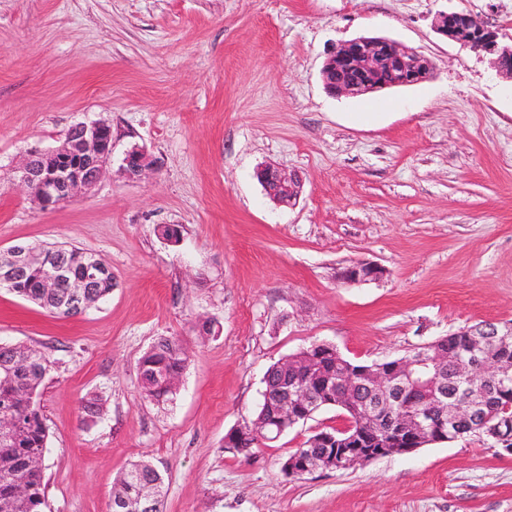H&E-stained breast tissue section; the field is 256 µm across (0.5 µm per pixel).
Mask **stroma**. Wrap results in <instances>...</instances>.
<instances>
[{
  "label": "stroma",
  "instance_id": "stroma-1",
  "mask_svg": "<svg viewBox=\"0 0 512 512\" xmlns=\"http://www.w3.org/2000/svg\"><path fill=\"white\" fill-rule=\"evenodd\" d=\"M453 10L512 38L503 0H0V251L73 244L115 282L70 317L0 288V343L51 362L44 512H109L139 460L164 475L165 512H512V455L475 437L305 480L282 463L337 409L248 458L224 445L267 370L310 344L371 364L512 320V76L434 31ZM361 36L421 53L431 76L329 94L327 49ZM372 106L381 120H356ZM80 121L111 125L107 172L42 208L18 168ZM135 145L151 168L130 182ZM263 164L300 177L295 206L270 202ZM359 262L379 279H340ZM162 336L189 360L158 405L139 367ZM94 395L101 413L82 412Z\"/></svg>",
  "mask_w": 512,
  "mask_h": 512
}]
</instances>
